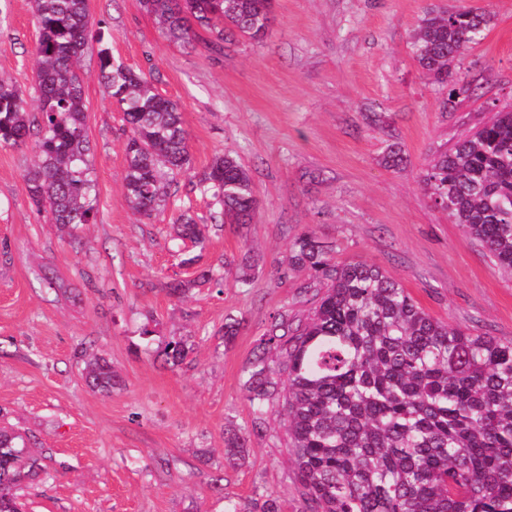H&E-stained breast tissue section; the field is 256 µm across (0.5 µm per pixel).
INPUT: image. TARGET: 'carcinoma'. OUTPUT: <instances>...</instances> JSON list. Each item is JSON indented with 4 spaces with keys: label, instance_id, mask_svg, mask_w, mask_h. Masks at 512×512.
I'll return each instance as SVG.
<instances>
[{
    "label": "carcinoma",
    "instance_id": "obj_1",
    "mask_svg": "<svg viewBox=\"0 0 512 512\" xmlns=\"http://www.w3.org/2000/svg\"><path fill=\"white\" fill-rule=\"evenodd\" d=\"M274 0H140L167 40L190 42L202 29L222 47L235 37L260 43ZM39 38L32 101L0 79V145L34 139L38 160L26 171L27 194L51 223L70 235L97 223L90 142L80 59L88 46L87 0H31ZM488 11L430 10L412 36L423 74L446 91L445 106L470 91L459 63L484 39ZM99 75L108 98L123 112V189L132 210L150 217L171 198L176 176L190 164L180 107L160 95L151 77L112 54L105 25L94 35ZM382 162L399 169L401 149L390 145ZM434 204L465 236L478 240L496 265L512 272V107L421 171ZM223 224L252 223L258 201L250 170L230 152L215 155L199 178ZM205 225L189 211L175 233L204 248ZM291 263L324 285L312 315L292 328L275 320L264 346L283 358L287 381L261 354L245 368L251 430L225 439L228 453L248 452L249 432L262 430L271 401L282 399L289 452L310 512H512V340L473 332L433 318L409 291L366 261L336 263L333 248L307 230L291 244ZM230 270L203 269L192 280L168 283L182 298L208 286L223 291ZM166 361L183 365L188 339L164 347ZM85 381L110 395L112 365L94 356ZM48 475L25 437L0 426V512H25L19 491ZM253 512H281L277 497L260 495Z\"/></svg>",
    "mask_w": 512,
    "mask_h": 512
}]
</instances>
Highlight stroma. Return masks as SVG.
<instances>
[{
	"label": "stroma",
	"instance_id": "35a3bbf8",
	"mask_svg": "<svg viewBox=\"0 0 512 512\" xmlns=\"http://www.w3.org/2000/svg\"><path fill=\"white\" fill-rule=\"evenodd\" d=\"M112 33L115 58L154 72L183 113L192 168L150 217L124 191L120 109L98 77L94 49L81 62L98 221L60 236L27 195L31 145L0 146V423L41 455L49 476L24 486L28 512H227L257 491L283 512H307L273 408L245 460L224 455L227 432L250 426L244 369L271 315L295 325L321 287L292 265L290 244L312 230L337 263L363 260L406 288L432 317L512 338V274L452 224L420 184L435 152L512 105V0H276L263 45L240 39L211 51L204 38L169 43L138 0H88ZM491 10L494 24L460 69L475 91L443 108L421 72L411 35L425 10ZM30 0H0V77L30 90L38 41ZM407 163L380 165L389 144ZM232 151L259 199L246 232L214 223L196 186L213 157ZM190 208L207 225L200 265L259 263L248 290L192 289L174 252L173 224ZM239 320L224 340L227 317ZM151 336H143L142 328ZM189 337L179 368L162 349ZM108 359L120 384L87 386L85 362Z\"/></svg>",
	"mask_w": 512,
	"mask_h": 512
}]
</instances>
